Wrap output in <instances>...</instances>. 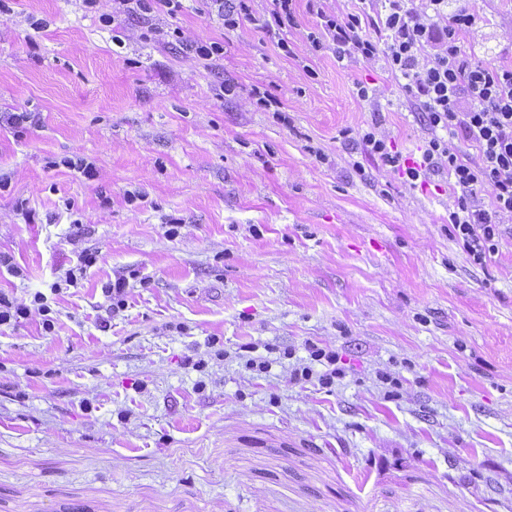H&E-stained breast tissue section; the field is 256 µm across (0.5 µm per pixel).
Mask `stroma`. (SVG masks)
<instances>
[{"instance_id":"stroma-1","label":"stroma","mask_w":512,"mask_h":512,"mask_svg":"<svg viewBox=\"0 0 512 512\" xmlns=\"http://www.w3.org/2000/svg\"><path fill=\"white\" fill-rule=\"evenodd\" d=\"M9 6L0 111L34 123L0 127V252L22 271L0 292L102 258L50 295L53 333L35 313L0 327V512H512V221L475 264L447 173L413 187L366 153L373 126L410 162L429 136L383 60L312 51L306 0L274 33L201 0L108 24L81 0ZM451 6L476 61L512 65V0ZM308 341L342 353L332 389L294 381ZM249 344L267 374L237 358ZM125 288L126 280L122 277L118 278L114 283L109 284L107 287L103 288V294L109 302L106 307V312L108 315L111 316L112 314L119 312L125 307Z\"/></svg>"}]
</instances>
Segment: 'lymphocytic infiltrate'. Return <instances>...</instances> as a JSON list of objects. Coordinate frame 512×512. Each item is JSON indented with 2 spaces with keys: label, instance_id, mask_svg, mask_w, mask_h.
<instances>
[{
  "label": "lymphocytic infiltrate",
  "instance_id": "f902f5d3",
  "mask_svg": "<svg viewBox=\"0 0 512 512\" xmlns=\"http://www.w3.org/2000/svg\"><path fill=\"white\" fill-rule=\"evenodd\" d=\"M252 0H205L217 6L228 28L241 22L262 27L294 24V0H274L270 19L258 20ZM321 0H307L320 20L307 40L313 51L334 49L338 60L369 63L384 60L392 74L404 79L410 102L425 112L432 135L418 166L403 167L402 158L387 146L384 134L369 129L361 136L367 152L393 169L403 170L409 182L444 170L460 194L448 210V233L474 263H484L498 249L500 226L512 220V68L491 67L473 61L460 43V35L474 23L471 14L449 13L448 0H387L385 16H372L374 0H355L350 12L328 14ZM384 33L376 40L374 32ZM475 144L477 160L465 159L450 143L453 134ZM488 193L489 206L478 201ZM75 270L49 292H35L30 304H18L0 294V326L18 322L31 313L42 318L45 332H53L54 318L48 296L62 286H77ZM306 365L293 371L298 382L317 381L332 387L343 372L336 351L307 343Z\"/></svg>",
  "mask_w": 512,
  "mask_h": 512
}]
</instances>
